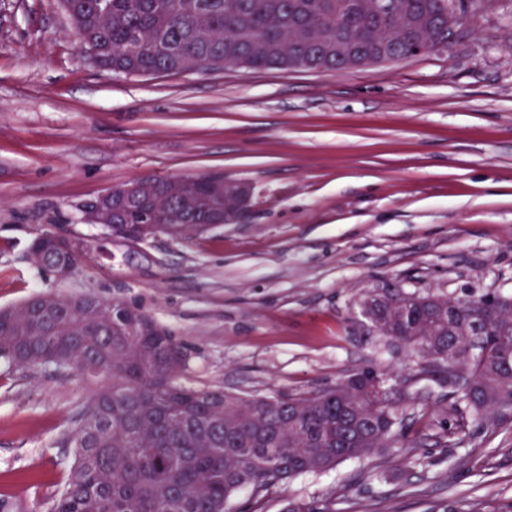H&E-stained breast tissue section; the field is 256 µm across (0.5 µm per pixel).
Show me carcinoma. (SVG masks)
<instances>
[{"instance_id":"carcinoma-1","label":"carcinoma","mask_w":512,"mask_h":512,"mask_svg":"<svg viewBox=\"0 0 512 512\" xmlns=\"http://www.w3.org/2000/svg\"><path fill=\"white\" fill-rule=\"evenodd\" d=\"M78 38L94 45L114 74L178 73L235 56L250 69L290 68L308 53L327 70L355 68L328 53L324 28L345 33L365 53L388 43L404 56L422 39L448 44L454 0H387L396 19L383 24L371 0H67ZM406 314L391 340L443 369L460 420L453 437L512 412V298L448 299L396 293ZM459 307L484 320L482 336H451L430 312ZM186 350L171 331L135 307L99 322L77 303L35 295L0 309V360L35 368H73L108 384L92 396L74 435V461L54 512H227L240 490L263 492L298 475L326 471L394 445L398 408L388 394L367 399L340 380L299 398L242 396L177 382Z\"/></svg>"}]
</instances>
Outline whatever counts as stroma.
I'll return each instance as SVG.
<instances>
[{
  "mask_svg": "<svg viewBox=\"0 0 512 512\" xmlns=\"http://www.w3.org/2000/svg\"><path fill=\"white\" fill-rule=\"evenodd\" d=\"M447 48L341 72L228 67L126 76L95 67L59 0H0V308L92 292L141 309L188 352L181 383L301 396L389 373L398 451L270 488L262 512H512V416L449 438L446 385L360 313L387 283L512 297V0H464ZM224 175L247 223L191 241H115L78 206L144 178ZM89 251L72 276L35 238ZM97 381L0 362V502L53 512ZM43 240L52 241L57 246L67 249L73 255L74 260L66 264L54 263L49 252L41 246ZM83 253V245L76 240L61 233H47L35 241L29 252V260L34 266L50 271L57 280L64 281L74 273L77 259H81Z\"/></svg>",
  "mask_w": 512,
  "mask_h": 512,
  "instance_id": "35a3bbf8",
  "label": "stroma"
}]
</instances>
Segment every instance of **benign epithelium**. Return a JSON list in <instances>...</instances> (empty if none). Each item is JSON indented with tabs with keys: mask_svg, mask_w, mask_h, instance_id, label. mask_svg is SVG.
<instances>
[{
	"mask_svg": "<svg viewBox=\"0 0 512 512\" xmlns=\"http://www.w3.org/2000/svg\"><path fill=\"white\" fill-rule=\"evenodd\" d=\"M184 178L181 176L155 180L147 178L134 183L112 186L96 198L79 205L81 220L100 228L106 239L129 240L121 232L123 211L139 207L148 213L147 222L138 225L137 235L149 240L160 233L175 239L193 232L219 227L223 224H242L247 221L253 200L251 184L239 180H224V215L220 218L204 214L195 224L183 219V210L175 200L185 197ZM84 253V247L76 240L61 234L47 233L40 236L29 252L30 262L50 273L59 281L68 279L75 271L77 259ZM398 288L387 284L382 289L370 292L362 303L363 315L378 328L384 321L378 313L377 304L386 294Z\"/></svg>",
	"mask_w": 512,
	"mask_h": 512,
	"instance_id": "obj_1",
	"label": "benign epithelium"
}]
</instances>
